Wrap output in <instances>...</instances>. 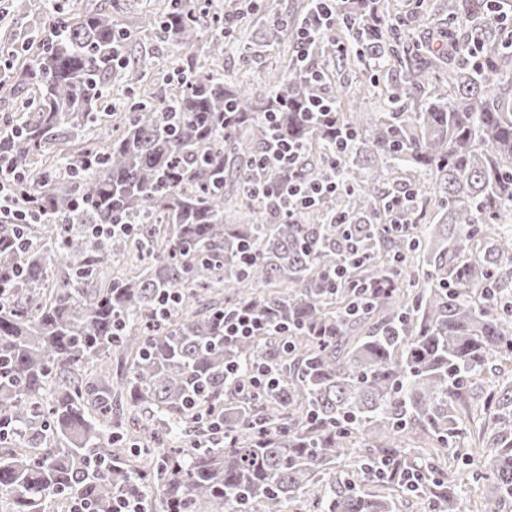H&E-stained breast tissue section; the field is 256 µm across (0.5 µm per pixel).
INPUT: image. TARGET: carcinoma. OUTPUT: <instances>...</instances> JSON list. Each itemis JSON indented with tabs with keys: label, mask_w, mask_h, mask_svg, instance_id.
<instances>
[{
	"label": "carcinoma",
	"mask_w": 512,
	"mask_h": 512,
	"mask_svg": "<svg viewBox=\"0 0 512 512\" xmlns=\"http://www.w3.org/2000/svg\"><path fill=\"white\" fill-rule=\"evenodd\" d=\"M164 2L133 31L118 21L127 0L75 13L20 0L51 36L34 52L0 38V89L15 99L0 163L21 177L0 201L3 512H71L74 495L111 512L129 482L153 492L151 512H399L411 499L463 512L474 482L481 512L512 507V0H409L402 13L341 2L334 40L267 72L263 90L224 83L225 34L248 36L247 63L288 43L311 0L290 15L280 0L208 15ZM354 19L364 34L346 42ZM154 30L181 50L204 35L211 65L186 52L143 99L148 66L128 50ZM327 55L363 68L385 110L343 111L344 86L318 66ZM116 71L127 98L113 138ZM326 95L332 123L308 110ZM274 136L300 154L269 178L333 176L339 189L291 218L253 192ZM404 196L411 228L397 232L387 203ZM228 203L255 222H225ZM429 208L438 222L420 231ZM118 221L129 230L92 232ZM245 306L268 329L225 338L224 314ZM260 362L279 387L252 396ZM121 397L149 425L141 448ZM409 435L427 443L418 460ZM345 457L351 469L324 481Z\"/></svg>",
	"instance_id": "obj_1"
}]
</instances>
